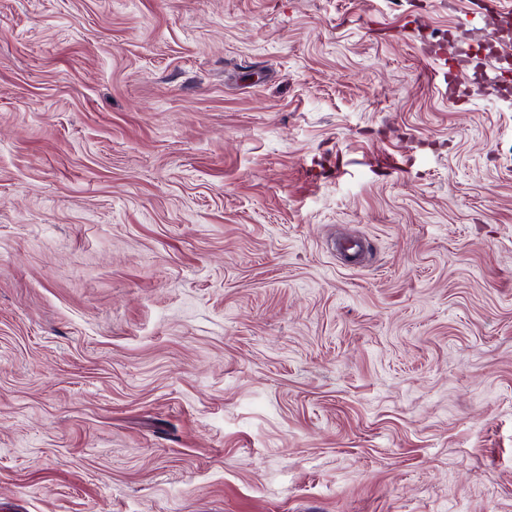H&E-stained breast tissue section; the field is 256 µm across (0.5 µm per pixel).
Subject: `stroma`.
<instances>
[{"mask_svg":"<svg viewBox=\"0 0 512 512\" xmlns=\"http://www.w3.org/2000/svg\"><path fill=\"white\" fill-rule=\"evenodd\" d=\"M502 55L512 0H0V512H512Z\"/></svg>","mask_w":512,"mask_h":512,"instance_id":"35a3bbf8","label":"stroma"}]
</instances>
